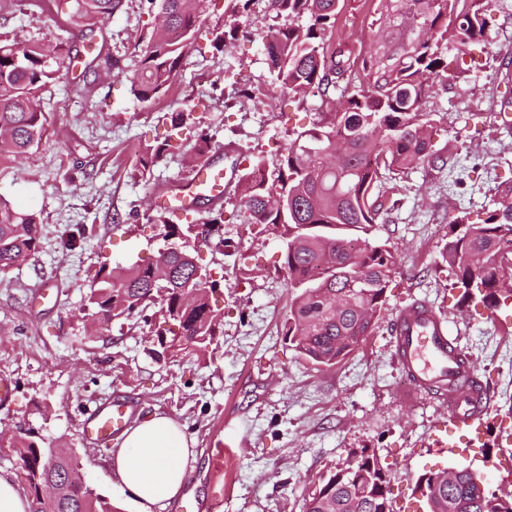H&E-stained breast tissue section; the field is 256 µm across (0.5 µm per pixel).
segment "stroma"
Instances as JSON below:
<instances>
[{
	"label": "stroma",
	"mask_w": 512,
	"mask_h": 512,
	"mask_svg": "<svg viewBox=\"0 0 512 512\" xmlns=\"http://www.w3.org/2000/svg\"><path fill=\"white\" fill-rule=\"evenodd\" d=\"M384 0H344L337 30L346 49L365 57L383 34L377 11ZM267 0H256L247 25L251 39L224 52L190 50L167 96L146 109L130 93L134 49L151 30L146 0H122L109 16L75 33L56 0H0V37L57 44L68 37L72 62L43 96L48 131L23 159L0 160V199L36 213L45 224L37 254L0 274V376L13 395L0 403V428L31 427L47 447L75 454L85 484L112 505L138 512L112 481V452L87 440L83 428L96 406L127 402L134 416L160 414L184 425L197 458L183 488L198 512H302L322 475L352 452L375 453L392 495L419 475L449 467L487 469L505 454L495 444L476 457L452 456L428 445L443 410L437 400L410 396L393 361L395 310L416 299L448 320L476 365L494 413L512 426V330L500 317L476 313L453 289L440 251L448 211L480 223L507 179H512V132L500 117L512 101L505 75L512 56V0H485L494 16L485 44L474 52L466 80H432L423 99L436 127L434 143L448 158L477 159L465 191L448 190L447 168L418 165L401 182L390 221L374 236L392 246L397 269L386 309L355 353L333 366L297 358L288 345V276L277 234L251 224L240 200L237 160L275 162L292 132L319 124L313 93H281L264 56L272 22ZM114 67H107V59ZM166 112L192 113L211 137L208 161L223 168L224 244H200V263L220 286L213 300L224 314L221 334L204 354L162 358L149 328L132 316L101 330L84 316L89 284L101 263L149 261L163 248L164 230L149 223L163 188L184 185L192 166L183 147L150 173L137 171L138 151L162 140ZM76 235L77 247L65 246ZM55 284L54 297L32 301L34 286Z\"/></svg>",
	"instance_id": "obj_1"
}]
</instances>
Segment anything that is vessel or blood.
I'll list each match as a JSON object with an SVG mask.
<instances>
[{"label": "vessel or blood", "mask_w": 512, "mask_h": 512, "mask_svg": "<svg viewBox=\"0 0 512 512\" xmlns=\"http://www.w3.org/2000/svg\"><path fill=\"white\" fill-rule=\"evenodd\" d=\"M223 196V169L202 164L185 187L175 192L160 190L156 201L168 206L179 200L196 212L202 202L215 204ZM392 345L410 392L436 396L448 408L446 420L433 436L434 446L452 455H468L485 447L494 420L489 400L475 380L472 364L459 351L447 319L425 302L401 307L393 319ZM131 415L127 403L112 402L91 414L83 435L96 444L109 445L124 431Z\"/></svg>", "instance_id": "1"}]
</instances>
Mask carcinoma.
Returning a JSON list of instances; mask_svg holds the SVG:
<instances>
[{
    "mask_svg": "<svg viewBox=\"0 0 512 512\" xmlns=\"http://www.w3.org/2000/svg\"><path fill=\"white\" fill-rule=\"evenodd\" d=\"M73 2L74 23L112 14L121 0ZM210 0H147L149 10L165 16L136 55L131 92L144 107L169 89L185 53L206 40L226 50L247 36L244 18L255 0H225L224 28L206 29ZM342 0H269L279 24L265 36L264 51L279 87L289 93L315 89L322 122L293 133L273 171L258 160L239 179L251 222L286 240L283 269L296 292L288 315L287 336L298 357L332 366L355 352L370 336L385 309L386 290L396 257L372 239L386 224L396 201L383 198L382 182L404 176L420 164L445 159L433 149L432 119L422 110L426 82L456 80L463 55L485 42L490 20L483 0H387L380 25L399 28L398 36L376 42L358 60L331 46ZM44 45L0 39V158L17 160L39 145L47 117L40 95L69 68L71 58L55 49L56 62L44 59ZM191 113L173 112L164 141L142 153L140 172L150 171L167 153L194 138V157L210 149L208 135L193 126ZM224 205L206 216L171 221L161 211L154 222L165 235L191 236L202 227L224 226ZM449 232L441 256L455 287L474 306L494 310L512 300V184L500 190L487 218L469 222L466 212L448 215ZM44 224L35 214L0 199V272L36 254ZM195 248L158 252L146 264L119 271L103 262L87 296V316L99 327L136 313L162 352L202 353L219 335L221 319L210 293L193 278ZM0 444L12 449L18 478L32 500V512H112L80 475L77 460L44 446L28 430L0 431ZM351 472H331L305 501L303 512H394L385 497L388 480L375 455L353 453ZM69 476L75 490L65 501L46 500L40 485L47 476ZM417 490L427 512H512V492L489 491L467 467L420 476Z\"/></svg>",
    "mask_w": 512,
    "mask_h": 512,
    "instance_id": "1",
    "label": "carcinoma"
}]
</instances>
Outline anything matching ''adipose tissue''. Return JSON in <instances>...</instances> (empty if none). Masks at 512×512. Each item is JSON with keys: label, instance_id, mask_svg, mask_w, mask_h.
I'll use <instances>...</instances> for the list:
<instances>
[{"label": "adipose tissue", "instance_id": "ef3b65f1", "mask_svg": "<svg viewBox=\"0 0 512 512\" xmlns=\"http://www.w3.org/2000/svg\"><path fill=\"white\" fill-rule=\"evenodd\" d=\"M196 455L182 425L153 414L136 420L113 449L110 470L115 484L128 490L139 512H161L182 495L186 465Z\"/></svg>", "mask_w": 512, "mask_h": 512}]
</instances>
